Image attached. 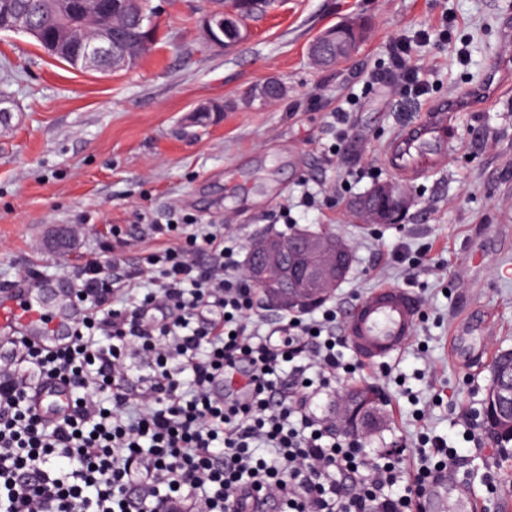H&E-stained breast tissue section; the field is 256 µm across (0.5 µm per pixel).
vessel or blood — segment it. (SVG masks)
<instances>
[{
    "label": "vessel or blood",
    "instance_id": "vessel-or-blood-1",
    "mask_svg": "<svg viewBox=\"0 0 512 512\" xmlns=\"http://www.w3.org/2000/svg\"><path fill=\"white\" fill-rule=\"evenodd\" d=\"M490 83L466 89L458 98L430 106L418 123L394 136L386 149L388 168L397 176L414 180L432 173L455 147L451 115L489 95ZM41 279L29 277L21 286L0 288V330L23 334L31 343L56 349L74 339L77 312L63 318H46L38 293ZM421 303L407 288H378L358 302L346 318V339L364 363L379 365L399 355L412 339L420 320ZM37 411L52 420L69 412L71 399L56 380L42 382L34 391Z\"/></svg>",
    "mask_w": 512,
    "mask_h": 512
}]
</instances>
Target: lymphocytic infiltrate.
Wrapping results in <instances>:
<instances>
[{
  "instance_id": "obj_1",
  "label": "lymphocytic infiltrate",
  "mask_w": 512,
  "mask_h": 512,
  "mask_svg": "<svg viewBox=\"0 0 512 512\" xmlns=\"http://www.w3.org/2000/svg\"><path fill=\"white\" fill-rule=\"evenodd\" d=\"M385 80L428 99L407 41L388 47ZM139 265L119 239L76 275L83 316L72 344L46 350L13 341L0 367V512H416L453 450L406 484L400 451L365 455L338 435L303 393L344 381L346 340L320 318L289 317L268 334L249 327L256 288L239 273L242 248L223 231L166 244ZM154 356L133 377L131 356ZM65 383L72 407L50 421L31 383ZM269 448V458L253 449Z\"/></svg>"
}]
</instances>
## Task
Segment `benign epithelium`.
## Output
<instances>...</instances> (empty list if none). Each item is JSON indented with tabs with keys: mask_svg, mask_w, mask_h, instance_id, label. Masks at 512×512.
Listing matches in <instances>:
<instances>
[{
	"mask_svg": "<svg viewBox=\"0 0 512 512\" xmlns=\"http://www.w3.org/2000/svg\"><path fill=\"white\" fill-rule=\"evenodd\" d=\"M200 32L204 41L218 48H226L243 41L249 34L248 27L232 8H223L203 16ZM356 50L353 42H344L337 37V29L330 28L321 33L310 46L315 64H327L346 59ZM139 55L135 48L120 49L112 37V24H101L99 34L79 47L76 53L84 71L117 72L129 67ZM287 89L277 81H268L256 87L252 100L262 103L285 96ZM396 198L403 208L412 204L407 190L393 182L377 185L375 191L355 199L350 209L353 213L368 218L371 224H387L390 211L376 203L378 199ZM250 262L246 267L249 280L262 290L267 307L275 310L288 309L305 312L313 300H325L336 290L352 262L350 245L338 235L310 234L301 231L293 239L275 233H266L254 238L249 245ZM504 389L495 399L500 414L495 425L512 429V383H503Z\"/></svg>",
	"mask_w": 512,
	"mask_h": 512,
	"instance_id": "benign-epithelium-1",
	"label": "benign epithelium"
}]
</instances>
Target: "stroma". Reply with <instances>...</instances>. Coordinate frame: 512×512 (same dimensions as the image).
<instances>
[{"instance_id":"1","label":"stroma","mask_w":512,"mask_h":512,"mask_svg":"<svg viewBox=\"0 0 512 512\" xmlns=\"http://www.w3.org/2000/svg\"><path fill=\"white\" fill-rule=\"evenodd\" d=\"M158 41L132 69L81 72L48 57L32 38L0 33V96L11 117L0 123V286L28 272L61 287L113 226L166 223L178 214L220 224L243 243L326 228L345 239L353 260L330 297L337 313L374 289L412 287L421 317L390 375L362 366L354 388L381 391L384 424L369 433L368 453L405 443L402 465L418 468L422 438H442L456 455L457 484L480 512H512V455L480 426L490 363L462 368L451 350L512 351V0H276L249 37L217 50L199 29L200 0H154ZM351 15L367 29L356 52L332 66L314 65L315 37ZM429 43L415 58L433 100L455 96L498 69L495 99L453 122L457 148L433 175L405 181L413 205L394 224H366L348 204L392 180L387 141L422 120L426 105L396 86L368 85L388 65L392 39ZM274 77L286 95L267 105L250 91ZM221 104L206 121L203 103ZM350 136L332 126L340 103ZM317 193L311 209H289L301 183ZM79 226L67 251L45 245L56 225ZM406 246L421 258L416 273L396 262Z\"/></svg>"}]
</instances>
